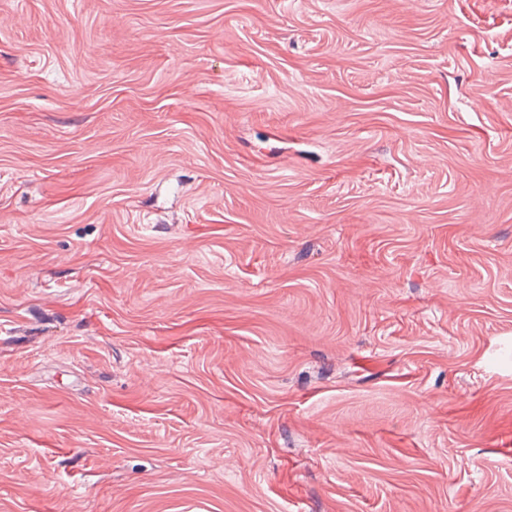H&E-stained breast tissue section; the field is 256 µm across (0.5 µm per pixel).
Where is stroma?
<instances>
[{
    "label": "stroma",
    "instance_id": "obj_1",
    "mask_svg": "<svg viewBox=\"0 0 512 512\" xmlns=\"http://www.w3.org/2000/svg\"><path fill=\"white\" fill-rule=\"evenodd\" d=\"M0 512H512V0H0Z\"/></svg>",
    "mask_w": 512,
    "mask_h": 512
}]
</instances>
